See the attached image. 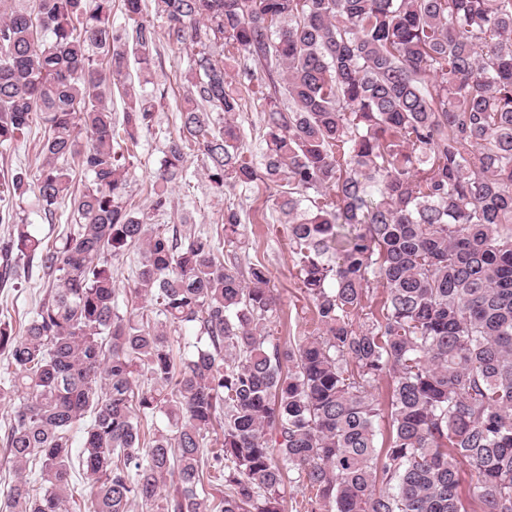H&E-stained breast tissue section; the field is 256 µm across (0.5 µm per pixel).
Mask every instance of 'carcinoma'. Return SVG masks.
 <instances>
[{
    "mask_svg": "<svg viewBox=\"0 0 512 512\" xmlns=\"http://www.w3.org/2000/svg\"><path fill=\"white\" fill-rule=\"evenodd\" d=\"M122 2L117 30L113 0H0V146L34 114L45 127L42 163L1 177L0 200L32 193L50 220L68 200L80 220L47 243L0 210V278L25 258L48 282L21 332L0 321V396L17 399L8 512H69L77 470L88 512H282L287 482L308 512H512V0H155L169 42L201 49L147 211L127 197L123 145L161 104L126 85L132 59L155 84V25L142 0ZM219 40L282 81L262 97L258 166L224 59L206 51ZM188 143L220 193L279 188L317 325L294 347L267 334L277 296L261 261L151 222ZM69 159L89 178L77 197ZM242 228L227 206L224 244ZM128 247L129 310L112 263Z\"/></svg>",
    "mask_w": 512,
    "mask_h": 512,
    "instance_id": "1",
    "label": "carcinoma"
}]
</instances>
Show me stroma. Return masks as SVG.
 Returning a JSON list of instances; mask_svg holds the SVG:
<instances>
[{"label":"stroma","mask_w":512,"mask_h":512,"mask_svg":"<svg viewBox=\"0 0 512 512\" xmlns=\"http://www.w3.org/2000/svg\"><path fill=\"white\" fill-rule=\"evenodd\" d=\"M146 13L155 17L156 50L152 67L158 88L166 96L156 114L151 129L142 131L140 144L132 160L128 192L140 208L149 204L150 188L160 166L169 139L177 137L180 128L179 105L185 92L183 75L193 54L192 46L170 44L163 18L154 14L153 0H144ZM250 61H228V79L233 88L242 93V109L236 114V123L248 157H258L262 149L263 108L257 101V83L248 82L246 74L252 69ZM44 142V126L40 119H33L28 139L11 147H0V173L22 167L36 169L40 163ZM186 184L173 186L171 207L154 216L157 224H182L195 231L218 235L222 232L224 208L234 205L246 227L245 239L237 250L240 262L260 260L269 271L271 286L279 297L268 329L281 345L288 346L294 337L306 335L311 330L313 305L305 294L299 277L296 255L288 244V231L275 205L271 192L251 188H237L226 194L215 193L202 170V163L194 149H187ZM14 211L29 224L34 235L43 240H55L72 233L78 219L70 204L59 207L56 221H47L34 197L16 202ZM46 280L37 268L28 267L26 261L16 263L12 281L0 282V320L22 328L36 307Z\"/></svg>","instance_id":"stroma-1"}]
</instances>
